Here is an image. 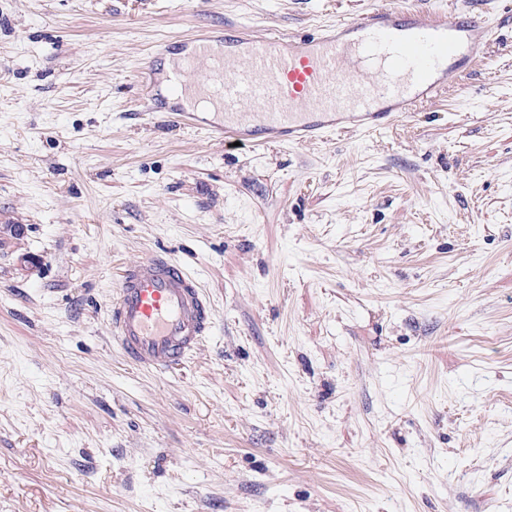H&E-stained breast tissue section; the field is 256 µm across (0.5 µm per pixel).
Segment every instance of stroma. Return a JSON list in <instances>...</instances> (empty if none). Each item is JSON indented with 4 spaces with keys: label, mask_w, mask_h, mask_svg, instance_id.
Instances as JSON below:
<instances>
[{
    "label": "stroma",
    "mask_w": 512,
    "mask_h": 512,
    "mask_svg": "<svg viewBox=\"0 0 512 512\" xmlns=\"http://www.w3.org/2000/svg\"><path fill=\"white\" fill-rule=\"evenodd\" d=\"M389 129L250 148L146 108L155 45L374 0H0V512H512V0ZM22 234H15L16 226ZM164 253L211 335L108 315ZM197 280L166 254L127 266L110 310L113 340L133 363L164 371L186 361L213 328Z\"/></svg>",
    "instance_id": "stroma-1"
}]
</instances>
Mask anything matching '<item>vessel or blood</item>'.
<instances>
[{"instance_id":"obj_1","label":"vessel or blood","mask_w":512,"mask_h":512,"mask_svg":"<svg viewBox=\"0 0 512 512\" xmlns=\"http://www.w3.org/2000/svg\"><path fill=\"white\" fill-rule=\"evenodd\" d=\"M491 29L460 9L430 15L380 0L358 17L312 36L203 30L180 42L171 79L176 115L191 128L249 146L299 145L341 132L389 127L437 98L449 73L483 57ZM374 71V83L360 82ZM197 280L162 253L127 266L110 310L113 340L133 363L164 371L186 361L213 328Z\"/></svg>"}]
</instances>
